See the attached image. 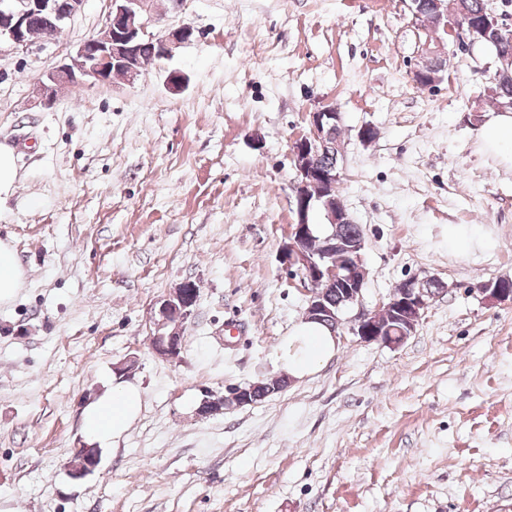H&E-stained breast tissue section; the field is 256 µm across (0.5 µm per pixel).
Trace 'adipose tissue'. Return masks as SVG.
Wrapping results in <instances>:
<instances>
[{"label":"adipose tissue","instance_id":"1","mask_svg":"<svg viewBox=\"0 0 512 512\" xmlns=\"http://www.w3.org/2000/svg\"><path fill=\"white\" fill-rule=\"evenodd\" d=\"M336 342L323 325L312 321L297 324L281 351L283 369L299 379L318 371L333 355ZM143 399L138 387L120 383L110 394L88 406L83 429L90 439L105 441L120 436L138 416Z\"/></svg>","mask_w":512,"mask_h":512}]
</instances>
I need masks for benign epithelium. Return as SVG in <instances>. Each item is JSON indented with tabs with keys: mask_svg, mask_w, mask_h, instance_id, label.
Listing matches in <instances>:
<instances>
[{
	"mask_svg": "<svg viewBox=\"0 0 512 512\" xmlns=\"http://www.w3.org/2000/svg\"><path fill=\"white\" fill-rule=\"evenodd\" d=\"M87 0H0V44L17 48L29 44L33 21L46 23L44 39L51 40L77 13L81 12ZM104 29L97 35L82 41L70 56L69 62L52 71L48 82L40 87L45 99L54 95L60 85L76 86L110 84L115 77L127 81L135 80L140 74L137 48L144 38L158 45L159 56L168 59L174 49L191 41L194 29L189 25L169 30L163 36L149 32L158 23L149 7L150 0H110ZM414 21L423 15L436 16L432 34L440 32L453 39L457 46L471 50L485 43L496 48V65L492 86L488 93L499 95L500 91L512 86V51L502 45L512 42V28L504 25L493 11L478 21L469 7L461 5L453 17H448L445 0H404ZM445 64L438 49L431 47V39L422 44L420 58L413 71L417 86L430 88L443 79ZM309 132L296 139L292 146L296 170V216L289 225L288 243L283 247L282 260L287 269L295 268L308 286L309 299L306 315L311 319H331L341 324L340 314L360 303L362 289L366 283V269L362 251L364 242L349 243L333 230L324 239V244L313 249L314 225L309 222V211L313 204L321 205L327 213L330 224H352L354 220L337 197L341 174L339 160L342 148L339 132L342 131L341 113L334 106H323L310 113ZM442 288L437 279L420 280L412 277L406 280L405 288L398 294H391L382 308L389 310L404 328L395 334L392 329L378 320V313L362 311L355 318L354 334L365 343H379L395 347L411 335L425 310L434 298L432 288ZM328 288L344 289V307L332 304L326 294ZM198 298L193 282L185 281L180 290L162 299L158 313L162 324L172 325L171 330L154 336L153 349L167 359L180 358L183 347V325L192 313ZM284 383L261 385L250 383L234 385L225 389L224 396L217 399L206 397L198 408L201 416L218 414L231 406L253 404L278 392ZM74 454L79 463H70V474L80 479L94 472L99 464L97 449L77 448Z\"/></svg>",
	"mask_w": 512,
	"mask_h": 512,
	"instance_id": "benign-epithelium-1",
	"label": "benign epithelium"
}]
</instances>
